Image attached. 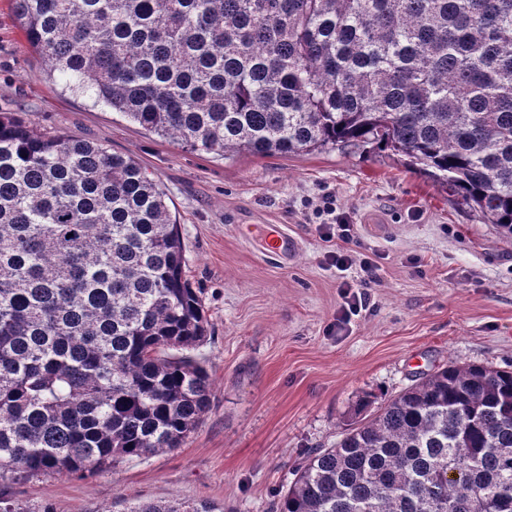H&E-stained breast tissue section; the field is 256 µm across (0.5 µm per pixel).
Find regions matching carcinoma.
Instances as JSON below:
<instances>
[{
    "label": "carcinoma",
    "instance_id": "cac0c4a2",
    "mask_svg": "<svg viewBox=\"0 0 512 512\" xmlns=\"http://www.w3.org/2000/svg\"><path fill=\"white\" fill-rule=\"evenodd\" d=\"M48 74L196 151L384 145L512 234V0H13ZM160 183L0 113V479L183 445L207 337ZM299 465L275 512H512V371L448 366ZM124 512H224L208 499Z\"/></svg>",
    "mask_w": 512,
    "mask_h": 512
}]
</instances>
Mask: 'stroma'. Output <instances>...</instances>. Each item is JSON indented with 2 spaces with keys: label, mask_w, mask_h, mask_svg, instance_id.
<instances>
[{
  "label": "stroma",
  "mask_w": 512,
  "mask_h": 512,
  "mask_svg": "<svg viewBox=\"0 0 512 512\" xmlns=\"http://www.w3.org/2000/svg\"><path fill=\"white\" fill-rule=\"evenodd\" d=\"M0 112L38 133L98 142L158 179L181 225L185 272L209 323L194 352L213 382L181 448L98 476L0 482L22 512H97L129 501L208 499L271 512L304 456L332 447L363 396L382 404L449 361L512 369V236L482 223L396 156L349 144L288 156L197 153L49 81L11 0H0ZM330 192L382 261L372 309L338 323L336 243L310 202ZM277 227L295 255L277 257Z\"/></svg>",
  "instance_id": "obj_1"
}]
</instances>
